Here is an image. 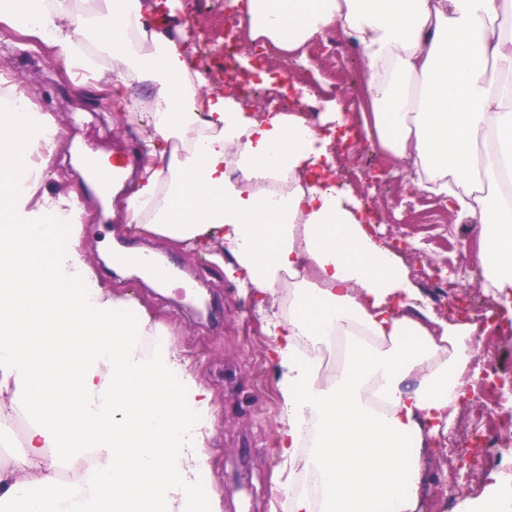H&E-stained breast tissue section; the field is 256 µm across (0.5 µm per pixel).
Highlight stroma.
I'll return each instance as SVG.
<instances>
[{
    "instance_id": "obj_1",
    "label": "stroma",
    "mask_w": 512,
    "mask_h": 512,
    "mask_svg": "<svg viewBox=\"0 0 512 512\" xmlns=\"http://www.w3.org/2000/svg\"><path fill=\"white\" fill-rule=\"evenodd\" d=\"M0 86L24 100L31 114L49 117L60 128L57 146L44 166L34 195L76 197L84 209L79 251L113 294L133 298L153 321L163 324L189 368L213 394L217 417L207 441L209 487L221 494L222 512H286L282 498L272 494L275 482L287 481L288 462L278 450L283 410L277 396L279 369L272 339L264 326L271 303L257 304L249 289L231 279L212 260L222 249L214 238L208 247L190 248L167 238L134 229L111 200L95 196L86 175L74 162L75 150L88 154L139 152L148 136L146 125L113 105L111 89L73 78L57 63L48 46L32 50L15 30L0 24ZM404 164L379 154L365 138L353 139L336 155L337 182H350L354 194L373 200L384 221L377 228L380 242L405 231L412 245L401 261L436 317H443L433 291L412 266L431 248L429 224L440 207L430 200L419 219L406 221L398 196L406 194ZM141 247L166 258L175 273L164 289L133 278L105 259L116 247ZM205 293L209 314H200L186 300L182 277ZM451 458L433 446L427 457L418 512H457L464 498L476 499L499 482H512V472L488 466L467 495L449 496L446 483Z\"/></svg>"
}]
</instances>
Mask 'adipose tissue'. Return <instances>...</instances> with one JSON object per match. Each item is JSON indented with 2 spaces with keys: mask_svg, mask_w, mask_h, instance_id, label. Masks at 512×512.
Wrapping results in <instances>:
<instances>
[{
  "mask_svg": "<svg viewBox=\"0 0 512 512\" xmlns=\"http://www.w3.org/2000/svg\"><path fill=\"white\" fill-rule=\"evenodd\" d=\"M252 40L291 52L337 30L358 48L371 135L410 183L482 226L474 267L512 294V0H229ZM149 0H97L68 18L62 0H0L30 47L66 70L83 40L112 57L129 112L153 87L148 162L123 198L127 224L198 245L259 298L287 292L267 320L286 410L276 490L289 512H417L425 450L474 382L477 330L433 328L396 255L364 227L359 199L334 184L331 140L301 109L255 114L205 90L187 39L150 18ZM54 123L30 125L0 101V446L26 412L20 451L0 462V512H222L197 495L213 429L212 394L166 329L112 295L78 251L73 198L31 204V147L54 149ZM352 344L336 372L317 347ZM67 464V480L57 478Z\"/></svg>",
  "mask_w": 512,
  "mask_h": 512,
  "instance_id": "ef3b65f1",
  "label": "adipose tissue"
}]
</instances>
